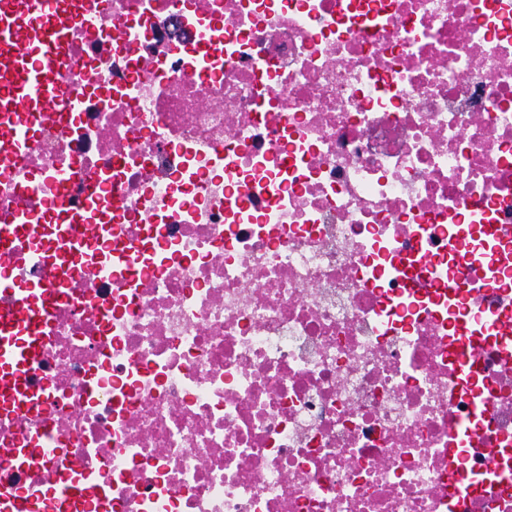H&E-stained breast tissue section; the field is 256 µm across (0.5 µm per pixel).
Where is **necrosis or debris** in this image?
<instances>
[{"instance_id": "1", "label": "necrosis or debris", "mask_w": 512, "mask_h": 512, "mask_svg": "<svg viewBox=\"0 0 512 512\" xmlns=\"http://www.w3.org/2000/svg\"><path fill=\"white\" fill-rule=\"evenodd\" d=\"M61 7L66 85L0 169V225L95 193L97 229L46 298V399L0 392V488L30 512H512V0ZM54 233L15 238L18 286ZM33 436L46 462L15 466Z\"/></svg>"}]
</instances>
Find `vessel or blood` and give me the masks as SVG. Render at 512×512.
<instances>
[{
  "label": "vessel or blood",
  "instance_id": "1",
  "mask_svg": "<svg viewBox=\"0 0 512 512\" xmlns=\"http://www.w3.org/2000/svg\"><path fill=\"white\" fill-rule=\"evenodd\" d=\"M30 0H15L11 8H0V73L8 75L7 93L0 97V166L30 146L38 126L55 110L61 87L65 57L57 45L67 31L63 16L50 22H28L24 16ZM16 112L25 113L22 121L13 120ZM29 210L16 208L11 221L0 226V256L9 252L15 237L37 224ZM10 278L0 279V293L10 295L9 304L0 306V388L7 392L11 404L24 408L36 399L25 381L23 369L34 349L43 339L48 318H35L33 299L46 288L35 284L15 296Z\"/></svg>",
  "mask_w": 512,
  "mask_h": 512
}]
</instances>
